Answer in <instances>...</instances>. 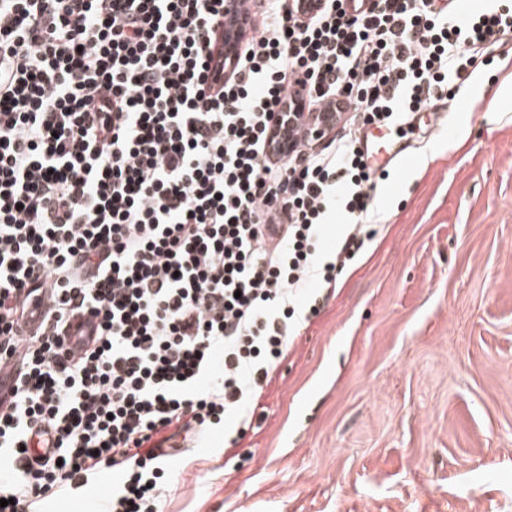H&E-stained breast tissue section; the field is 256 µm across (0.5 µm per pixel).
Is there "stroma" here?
<instances>
[{"label":"stroma","mask_w":512,"mask_h":512,"mask_svg":"<svg viewBox=\"0 0 512 512\" xmlns=\"http://www.w3.org/2000/svg\"><path fill=\"white\" fill-rule=\"evenodd\" d=\"M456 89L374 199L377 234L239 443L179 457L162 512H512V111Z\"/></svg>","instance_id":"1"}]
</instances>
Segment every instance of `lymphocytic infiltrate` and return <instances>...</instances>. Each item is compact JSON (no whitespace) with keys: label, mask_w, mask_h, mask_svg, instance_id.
<instances>
[{"label":"lymphocytic infiltrate","mask_w":512,"mask_h":512,"mask_svg":"<svg viewBox=\"0 0 512 512\" xmlns=\"http://www.w3.org/2000/svg\"><path fill=\"white\" fill-rule=\"evenodd\" d=\"M298 2L259 0L225 80L226 0H0V512L105 471V512H159L174 452L250 428L300 306L372 239L369 128L409 141L512 65L511 5ZM318 105L336 133L268 157L280 113Z\"/></svg>","instance_id":"lymphocytic-infiltrate-1"}]
</instances>
